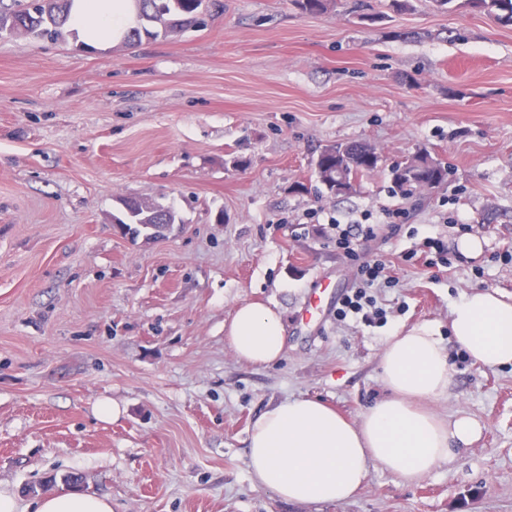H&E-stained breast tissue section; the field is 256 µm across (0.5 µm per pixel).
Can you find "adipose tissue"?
<instances>
[{
    "instance_id": "1",
    "label": "adipose tissue",
    "mask_w": 512,
    "mask_h": 512,
    "mask_svg": "<svg viewBox=\"0 0 512 512\" xmlns=\"http://www.w3.org/2000/svg\"><path fill=\"white\" fill-rule=\"evenodd\" d=\"M135 19L133 0H76L72 20L99 42L120 41ZM456 341L486 367L512 364V304L493 291L465 296L452 309ZM237 358L253 365L277 361L285 347L280 316L260 304L241 305L228 330ZM385 398L359 423L311 398L269 406L251 428L247 467L254 486L292 503L349 501L371 466L415 482L453 461L480 434L470 417L446 418L428 402L452 385L448 357L427 328L396 333L381 362ZM35 512H113L105 496L78 487L41 496Z\"/></svg>"
}]
</instances>
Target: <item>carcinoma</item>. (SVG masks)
<instances>
[{
  "mask_svg": "<svg viewBox=\"0 0 512 512\" xmlns=\"http://www.w3.org/2000/svg\"><path fill=\"white\" fill-rule=\"evenodd\" d=\"M137 24L128 31L126 41L136 44L142 37L157 38L170 30L201 27L208 13L207 0H136ZM296 9L309 16H319L337 7V0H291ZM74 0H0V36L16 33L31 39L63 41L70 35V19ZM441 12L476 11L494 18L504 26H512V0H431ZM378 153L365 142L335 143L321 149L313 159L320 184L319 193L336 195V170H341L348 192H353L360 177L378 167ZM420 163L415 178L400 168L390 169L394 193L403 198L414 195L408 183H432L439 188L448 182V164L429 152L414 153ZM122 216L115 218L127 225L133 237L150 236L151 224H174L173 207L136 198L120 200Z\"/></svg>",
  "mask_w": 512,
  "mask_h": 512,
  "instance_id": "cac0c4a2",
  "label": "carcinoma"
}]
</instances>
